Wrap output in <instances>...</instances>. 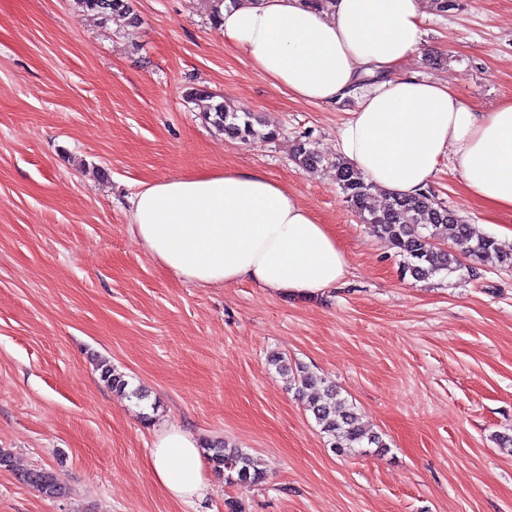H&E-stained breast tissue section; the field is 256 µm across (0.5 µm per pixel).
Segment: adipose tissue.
Segmentation results:
<instances>
[{"mask_svg": "<svg viewBox=\"0 0 512 512\" xmlns=\"http://www.w3.org/2000/svg\"><path fill=\"white\" fill-rule=\"evenodd\" d=\"M422 0H224L219 32L295 98L335 106L357 97L341 155L382 196L431 186L453 154L464 190L512 217V98L480 111L447 83L405 72L421 40ZM144 248L180 279L248 281L278 295L316 297L347 273L335 235L299 195L259 170L224 169L146 185L129 199ZM155 481L189 503L210 487L200 442L164 425L150 450Z\"/></svg>", "mask_w": 512, "mask_h": 512, "instance_id": "obj_1", "label": "adipose tissue"}]
</instances>
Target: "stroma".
I'll use <instances>...</instances> for the list:
<instances>
[{"label":"stroma","mask_w":512,"mask_h":512,"mask_svg":"<svg viewBox=\"0 0 512 512\" xmlns=\"http://www.w3.org/2000/svg\"><path fill=\"white\" fill-rule=\"evenodd\" d=\"M406 71L449 83L488 111L512 98V0H423ZM214 0H135L138 24L102 26L74 0H0V512H512V268L464 260L448 276L401 277L330 162L356 104L293 98L226 45ZM207 88L252 112L231 139L187 94ZM275 139H263L269 129ZM324 158L306 173L297 143ZM259 169L327 224L348 264L317 298L249 282L177 278L136 237L143 185ZM470 224L486 220L451 159L431 186ZM335 383L388 449L332 451L271 354ZM142 400L109 389L100 363ZM247 450L267 472L212 477L187 505L155 482L164 423ZM43 468L48 498L16 471Z\"/></svg>","instance_id":"obj_1"}]
</instances>
